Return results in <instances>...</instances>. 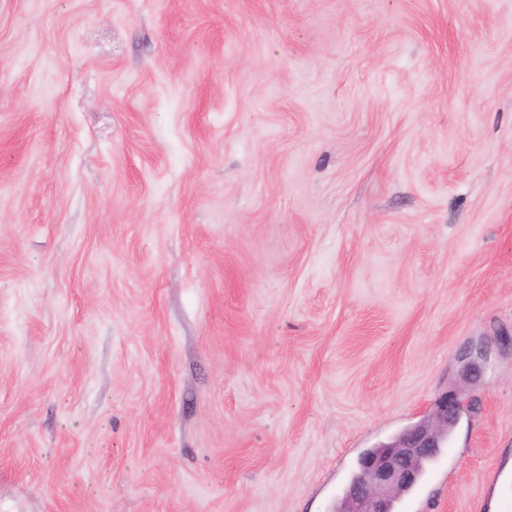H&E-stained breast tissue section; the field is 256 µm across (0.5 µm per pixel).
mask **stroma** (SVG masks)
<instances>
[{
	"label": "stroma",
	"mask_w": 512,
	"mask_h": 512,
	"mask_svg": "<svg viewBox=\"0 0 512 512\" xmlns=\"http://www.w3.org/2000/svg\"><path fill=\"white\" fill-rule=\"evenodd\" d=\"M457 387L400 512L512 476V0H0V512H332Z\"/></svg>",
	"instance_id": "obj_1"
}]
</instances>
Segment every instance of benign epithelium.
Instances as JSON below:
<instances>
[{
	"label": "benign epithelium",
	"mask_w": 512,
	"mask_h": 512,
	"mask_svg": "<svg viewBox=\"0 0 512 512\" xmlns=\"http://www.w3.org/2000/svg\"><path fill=\"white\" fill-rule=\"evenodd\" d=\"M482 374L481 359L468 356L462 368L464 381ZM460 392L440 396L433 410L390 442L361 456L360 477L342 496L341 512H392L395 499L417 479L420 460L440 448L441 435L457 417Z\"/></svg>",
	"instance_id": "obj_1"
}]
</instances>
